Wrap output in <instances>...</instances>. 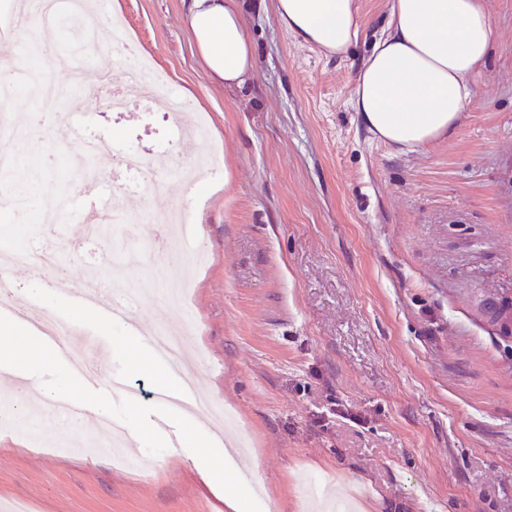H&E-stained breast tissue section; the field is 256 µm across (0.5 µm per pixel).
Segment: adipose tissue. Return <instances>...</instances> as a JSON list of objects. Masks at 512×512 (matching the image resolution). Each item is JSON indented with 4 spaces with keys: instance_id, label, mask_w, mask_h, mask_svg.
<instances>
[{
    "instance_id": "adipose-tissue-1",
    "label": "adipose tissue",
    "mask_w": 512,
    "mask_h": 512,
    "mask_svg": "<svg viewBox=\"0 0 512 512\" xmlns=\"http://www.w3.org/2000/svg\"><path fill=\"white\" fill-rule=\"evenodd\" d=\"M244 7L245 0H188L182 16L208 80L227 89L244 88L256 65ZM273 12L297 41L330 54L359 37L356 0H273ZM493 39L487 0H390L388 25L360 69L351 106L368 131L410 150L452 135ZM49 352L19 323L0 324V364L29 371L37 391L55 399L74 387L66 376L43 379ZM192 443L201 450L193 468L204 490L223 497L225 512H245L243 497L226 491L232 473L219 442L198 434Z\"/></svg>"
}]
</instances>
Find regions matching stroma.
<instances>
[{"label":"stroma","mask_w":512,"mask_h":512,"mask_svg":"<svg viewBox=\"0 0 512 512\" xmlns=\"http://www.w3.org/2000/svg\"><path fill=\"white\" fill-rule=\"evenodd\" d=\"M487 3L494 41L469 112L453 136L410 151L368 132L350 104L389 0H358L360 35L343 55L299 43L271 5L252 6L244 21L257 66L241 91L205 76L181 22L186 0H100L90 53L111 87L134 71L113 58L116 14L159 74L160 94L188 101L185 118L204 121L207 140L183 141L145 103L109 111L98 82L74 91L61 68L47 67L62 91L57 125L37 130L29 152L0 139V152L39 182L25 214L0 207V251L27 240L36 215H68L38 226L39 240L71 242L60 263L11 270L15 304L52 311L111 347L95 382L73 384L107 401L113 420L146 429L147 465L57 455L98 435L84 421L58 423L50 407L40 416L49 447L0 430V502L24 501L29 512H224L197 481L189 439L229 429L258 461L261 493L229 487L247 512H347L354 502L368 512H512V0ZM70 125L122 150L164 149L185 163L202 150L219 156L207 179L189 191L173 184L162 198L121 171L101 181L125 215L179 210L185 247L207 246L182 304H140L136 322L186 321L189 349L205 363L202 392L227 420L175 418L154 397L162 377L130 369L117 352L126 325L65 293L90 272L113 291L118 256L80 232V177L69 169L80 142L59 135ZM156 237V225H141L131 243L141 266L129 276L161 288L172 254ZM115 372L137 400L111 393ZM325 407L335 416L320 419Z\"/></svg>","instance_id":"obj_1"}]
</instances>
